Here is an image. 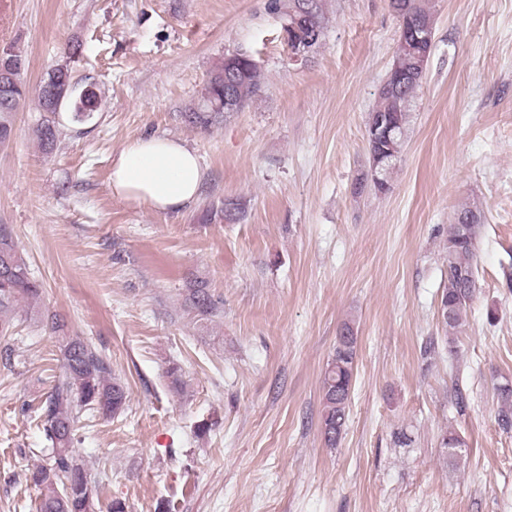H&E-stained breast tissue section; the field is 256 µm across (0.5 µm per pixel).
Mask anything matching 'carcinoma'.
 <instances>
[{
  "instance_id": "obj_1",
  "label": "carcinoma",
  "mask_w": 512,
  "mask_h": 512,
  "mask_svg": "<svg viewBox=\"0 0 512 512\" xmlns=\"http://www.w3.org/2000/svg\"><path fill=\"white\" fill-rule=\"evenodd\" d=\"M392 7L404 20L412 15H428L429 9L421 0H391ZM275 6L284 8L285 16L302 12L306 36L322 39L326 28L323 0H287ZM237 62L239 77L234 86L237 109L250 105L261 91V74L257 65L233 54ZM393 64L410 76L400 91L382 87L378 100L369 113L367 124L375 122L382 114H388L400 122L393 132L388 148L390 159L376 172H368L359 179L355 187L361 193L378 176L389 183L390 175L396 167L398 156L407 137L412 101L421 81L415 80L414 57L406 48L396 46ZM38 100L41 121L34 134L45 150L54 146L58 137L56 116L61 106L71 103V118L82 123L91 118L87 112L86 101L76 85H70L66 93L49 107L43 93L34 91ZM29 90L18 73L12 84L7 111L0 112V145L9 142L14 134V116ZM184 121L195 128L208 130L224 121V64H219L211 73L205 87L202 104L184 113ZM473 214L471 207L464 206L457 211L458 222L450 225L446 261L448 278L442 288L440 309L442 323L449 333L461 328L469 301L476 288L475 244L482 223H464V219ZM41 284L29 276L23 252L13 239L7 227L0 225V338L10 335L11 323L7 315L15 311L22 302L33 304L41 296ZM185 303L204 320L216 314L218 302L210 293L207 282L195 279L185 289ZM45 326L57 334L58 348L62 357L64 378L47 395L41 406V418L46 440L51 449V463L37 466L30 471L29 480L40 490L37 512H97L95 492L86 486L87 475L85 461L79 459L73 451L75 426L80 419V410L91 415L112 417L124 410L127 395L120 379L112 376L110 365L101 353L84 341L66 335L64 323L55 315L43 318ZM357 355V337L353 336L343 343V347L334 352L322 380L323 408L321 413L322 434L329 447H336L345 431L348 417L349 400L347 388L354 375ZM498 397L501 403V424L512 426V386L499 387Z\"/></svg>"
}]
</instances>
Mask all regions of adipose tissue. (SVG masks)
<instances>
[{
	"mask_svg": "<svg viewBox=\"0 0 512 512\" xmlns=\"http://www.w3.org/2000/svg\"><path fill=\"white\" fill-rule=\"evenodd\" d=\"M205 172L199 155L182 141L154 135L130 141L112 162L113 194L158 213L192 205Z\"/></svg>",
	"mask_w": 512,
	"mask_h": 512,
	"instance_id": "adipose-tissue-1",
	"label": "adipose tissue"
}]
</instances>
